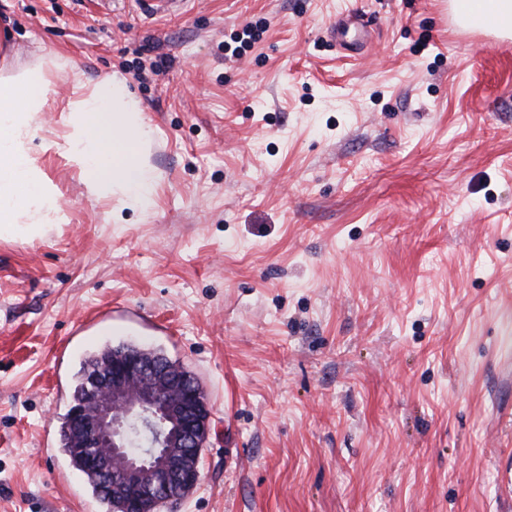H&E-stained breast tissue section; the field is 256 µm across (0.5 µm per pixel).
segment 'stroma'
<instances>
[{
    "instance_id": "stroma-1",
    "label": "stroma",
    "mask_w": 512,
    "mask_h": 512,
    "mask_svg": "<svg viewBox=\"0 0 512 512\" xmlns=\"http://www.w3.org/2000/svg\"><path fill=\"white\" fill-rule=\"evenodd\" d=\"M264 23L238 47L237 33ZM124 81L148 213L88 197L0 237V512H112L60 430L107 347L213 413L174 512H512V39L447 0H0V78ZM60 439H61V442H62V446L65 449V451L68 453V455H69L73 465L78 470L83 472L87 476L89 481L93 484L92 488H93V491L95 492V494L99 498H101L103 501H106L107 503L112 505V502L109 500V498L112 496V491L110 490V486H105V485L99 484L95 477H93L92 475H90L87 472H85L82 458H80V457H78L77 455L74 454L73 448H69L68 447L69 446V439H68V437H67V435L65 433V425H64V423H63V425L61 427Z\"/></svg>"
}]
</instances>
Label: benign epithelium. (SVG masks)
I'll return each mask as SVG.
<instances>
[{"label": "benign epithelium", "instance_id": "benign-epithelium-1", "mask_svg": "<svg viewBox=\"0 0 512 512\" xmlns=\"http://www.w3.org/2000/svg\"><path fill=\"white\" fill-rule=\"evenodd\" d=\"M73 447L112 479L122 512H166L201 478L212 413L199 381L150 349L112 350L67 415Z\"/></svg>", "mask_w": 512, "mask_h": 512}]
</instances>
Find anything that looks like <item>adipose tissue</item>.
Returning a JSON list of instances; mask_svg holds the SVG:
<instances>
[{
	"mask_svg": "<svg viewBox=\"0 0 512 512\" xmlns=\"http://www.w3.org/2000/svg\"><path fill=\"white\" fill-rule=\"evenodd\" d=\"M458 7L465 25L512 37V0H459ZM48 93L35 71L0 78V235L31 236L63 221L56 188L40 164L43 152L64 155L80 171L88 196L149 209L155 182L146 154L151 130L125 84L111 78L77 92L61 114L62 136L36 151L32 141Z\"/></svg>",
	"mask_w": 512,
	"mask_h": 512,
	"instance_id": "adipose-tissue-1",
	"label": "adipose tissue"
}]
</instances>
